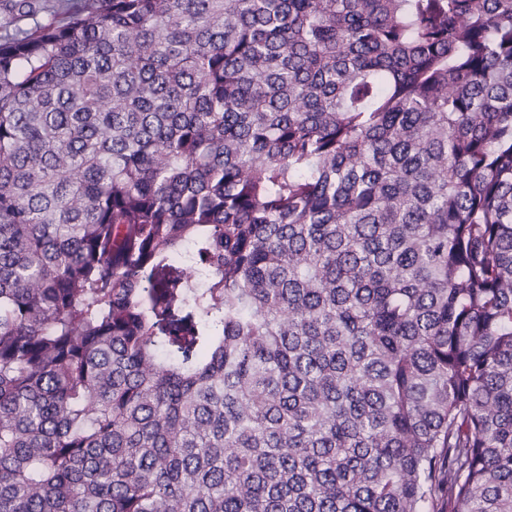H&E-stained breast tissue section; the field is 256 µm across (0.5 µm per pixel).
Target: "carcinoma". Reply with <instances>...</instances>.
<instances>
[{
	"label": "carcinoma",
	"mask_w": 512,
	"mask_h": 512,
	"mask_svg": "<svg viewBox=\"0 0 512 512\" xmlns=\"http://www.w3.org/2000/svg\"><path fill=\"white\" fill-rule=\"evenodd\" d=\"M0 39V512H512V0H58Z\"/></svg>",
	"instance_id": "obj_1"
}]
</instances>
